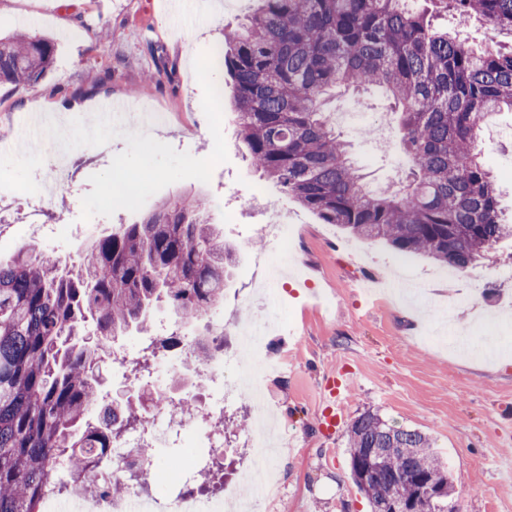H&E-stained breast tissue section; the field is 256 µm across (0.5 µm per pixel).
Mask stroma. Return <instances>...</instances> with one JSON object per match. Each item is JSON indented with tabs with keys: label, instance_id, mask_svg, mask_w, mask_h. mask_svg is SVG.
<instances>
[{
	"label": "stroma",
	"instance_id": "obj_1",
	"mask_svg": "<svg viewBox=\"0 0 512 512\" xmlns=\"http://www.w3.org/2000/svg\"><path fill=\"white\" fill-rule=\"evenodd\" d=\"M166 2L0 0L1 37L28 31L55 42L52 68L35 89L0 84V138L26 146L22 154L0 150V201L10 213L9 223L0 224V262H9L28 237L20 193L58 162L53 140L30 137L29 116L48 115L61 124L89 121L110 100L132 125L138 114H154L150 134L175 150L196 158L211 154L214 142L193 62L199 53L222 45L253 3L185 0L181 11L171 14ZM94 74L100 79L96 86L90 82ZM221 107L229 159L214 168L209 182L172 183L151 196L143 211L121 209L93 222L105 229L139 222L144 212L176 193L206 200L211 222L237 250L224 300L209 312L224 323L228 351L236 345V333L255 317L243 298L255 292L269 249L258 230L261 214L246 207L252 185L262 183L265 210L284 213L289 223L299 225L295 263L308 278H289L279 289L294 330L267 337L264 349L267 357L284 356L288 362L265 379L270 401L264 409L242 398L226 414L252 428L263 412L276 429L290 434L276 457L278 490L262 512H370L350 477L346 435L351 421L367 410L430 438L433 452L453 474L456 512H512V480L500 473L502 458H512V263L504 260L512 243L490 250L478 267V293L454 314L471 336L498 340L501 353L490 360L471 358L426 344L424 332L439 323L448 293L447 283L435 278L438 265L381 242L365 243L362 256L351 255L348 235L262 180L245 156L230 99H223ZM329 109L364 113V121L342 130L351 158L373 185H398L406 162L396 147L398 126L384 91L340 89ZM487 131L480 156L493 172L501 207L512 216V111H500ZM126 147V141L115 138L104 150L70 151V184L48 202L44 219L55 230L40 242L42 251L67 264L77 259V241L60 227L80 223L81 201L92 189L90 176L108 168ZM162 359L173 371L154 376L153 385L168 388L174 398L196 400V360L184 359L178 347L164 351ZM330 380L343 386L346 396L332 436L318 429L320 388Z\"/></svg>",
	"mask_w": 512,
	"mask_h": 512
}]
</instances>
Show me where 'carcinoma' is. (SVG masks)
Wrapping results in <instances>:
<instances>
[{"label": "carcinoma", "instance_id": "cac0c4a2", "mask_svg": "<svg viewBox=\"0 0 512 512\" xmlns=\"http://www.w3.org/2000/svg\"><path fill=\"white\" fill-rule=\"evenodd\" d=\"M214 62L231 76L237 130L251 165L283 195L361 240H382L462 272L512 241L492 172L481 161L483 126L512 110V0H431L461 20L490 22L497 41L478 52L405 0H257ZM54 44L0 38V82L39 85ZM383 90L398 116L409 171L396 191L370 189L326 112L333 90ZM234 250L199 199L176 195L139 224L97 238L76 265L50 264L34 246L0 263V512H39L60 463L93 470L120 433L137 425L142 399L112 406L114 427L91 421L111 340L153 325L156 309L202 315L224 299ZM164 337L145 348L147 369ZM350 476L371 512L419 500L453 512L448 463L416 429L374 411L347 431Z\"/></svg>", "mask_w": 512, "mask_h": 512}]
</instances>
